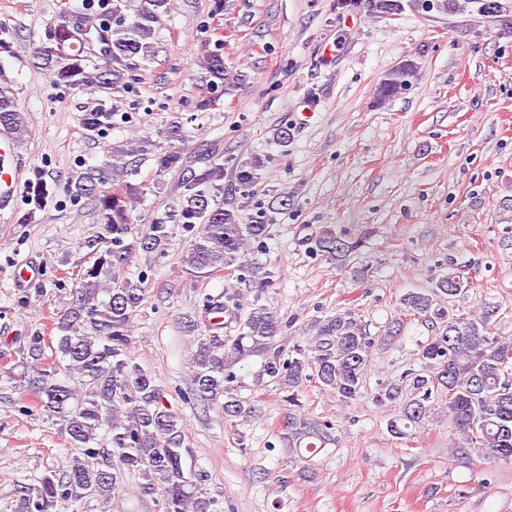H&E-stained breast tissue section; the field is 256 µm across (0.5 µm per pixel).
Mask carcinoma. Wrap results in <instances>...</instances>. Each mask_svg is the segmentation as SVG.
I'll use <instances>...</instances> for the list:
<instances>
[{"label": "carcinoma", "mask_w": 512, "mask_h": 512, "mask_svg": "<svg viewBox=\"0 0 512 512\" xmlns=\"http://www.w3.org/2000/svg\"><path fill=\"white\" fill-rule=\"evenodd\" d=\"M124 0H112L110 60L97 73L86 71L88 54L101 40L98 28L79 26L67 7L59 10L47 38L36 49L34 66L49 72L56 84L80 87L96 84L115 90L128 74L154 53L155 27L171 11V0H142L129 16ZM477 13L507 16L512 0H467ZM195 65L208 78V95L199 110L214 107L220 97L241 84L245 75L225 66L222 47L203 50ZM418 72L394 69L378 82L377 97L386 99L384 88L403 81L416 82ZM112 113L104 107L89 112L84 125L106 127ZM0 128L21 143L29 136L28 120L11 87L0 85ZM154 160V177L137 179L140 157ZM230 164L234 183L224 185V164ZM177 170L181 180L177 199L164 214L151 218L145 231H134V212L147 195L164 185L163 176ZM261 163L255 158L224 157L220 145L202 154H186L171 146L160 150L149 138H139L111 148L106 168H85L68 184L73 200L94 205L100 230L88 242L87 264L75 278L72 301L51 317L56 342L37 334L31 337L25 362L24 382L38 408L61 427L62 434L82 456L69 462L63 476L46 475L24 487L15 512H56L61 502L93 497L111 500L122 486L125 472H137L148 488L160 490L162 512H216L205 496V474L186 466L192 450L185 447L179 416L164 402L163 390L151 374L136 364L129 353L135 316L145 300V274L129 276L141 254L163 258L181 224L195 233L181 257L187 273L208 278L241 267L254 245L270 238L272 218L261 216L251 224L239 221L249 190L260 179ZM52 187L39 179L30 183V202L38 206ZM319 252L341 262L364 246V238H345L322 231L315 239ZM251 287L262 294L274 286L271 272L251 267ZM471 287L457 261L448 258L432 288L410 291L401 299L403 315L416 316L434 329L418 345L420 368H410L385 383L374 400L392 410L387 432L397 439H411L434 413V401L448 399V420L466 444L483 458L512 464V336L494 331L501 307L485 303L470 318L451 314L442 304ZM240 308L239 296L224 294V302L207 299L204 322L207 334L198 339L193 354V391L197 400L217 405L230 423L245 422L255 415L254 406L235 391L233 368L251 358L262 359L261 382L278 391L286 407L283 438L290 448H302L313 458L333 441L332 425L311 417L301 401L307 385L335 394L349 404L362 397V387L373 350L387 349L400 335L398 318L382 333L369 335L353 309L319 319L314 335L304 345L287 347L282 322L276 312L254 305L235 336L224 335V324L212 320ZM112 433V456L118 464L99 462L98 431Z\"/></svg>", "instance_id": "cac0c4a2"}]
</instances>
